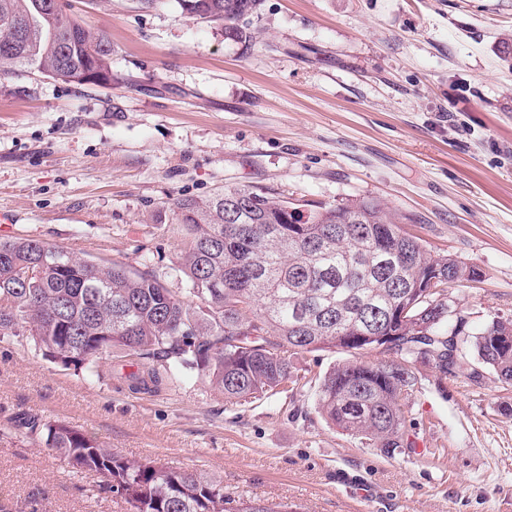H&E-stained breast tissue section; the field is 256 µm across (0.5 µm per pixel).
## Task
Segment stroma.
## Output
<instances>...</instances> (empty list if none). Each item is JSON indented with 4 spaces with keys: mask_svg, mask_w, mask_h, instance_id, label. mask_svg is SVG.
I'll return each instance as SVG.
<instances>
[{
    "mask_svg": "<svg viewBox=\"0 0 512 512\" xmlns=\"http://www.w3.org/2000/svg\"><path fill=\"white\" fill-rule=\"evenodd\" d=\"M65 10L111 41L112 81L0 76V239L175 289L176 199L240 185L301 209L372 198L432 255L483 271L454 291L467 334L512 319V0H265L248 50L176 0ZM348 359L291 355L299 383L230 402L193 372L133 390L111 362L66 368L30 336L1 339L0 512H127L17 429L24 416L298 512H512V385L468 347L447 375L416 363V446L387 455L317 409Z\"/></svg>",
    "mask_w": 512,
    "mask_h": 512,
    "instance_id": "35a3bbf8",
    "label": "stroma"
}]
</instances>
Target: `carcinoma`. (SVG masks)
Segmentation results:
<instances>
[{"label":"carcinoma","mask_w":512,"mask_h":512,"mask_svg":"<svg viewBox=\"0 0 512 512\" xmlns=\"http://www.w3.org/2000/svg\"><path fill=\"white\" fill-rule=\"evenodd\" d=\"M0 0V72L34 70L67 84L112 81V43L64 12L63 0ZM192 19L224 26V39L251 48L252 22L264 0H178ZM183 224L175 292L157 278L114 264L103 267L29 238L0 240V337L29 332L62 365L138 356L132 387H159L172 370L207 379L229 401L276 391L292 377L290 350L381 349L375 363L348 361L318 386L317 408L341 430L386 453L412 448L397 394L412 388L422 360L441 373L453 338L471 343L478 361L512 385V319L488 323L468 341L462 310L439 312L436 297L478 282L481 271L452 255L434 256L421 239L361 198L315 205L289 221L282 202L243 185L173 203ZM407 310L409 321L394 312ZM71 471L95 473L128 512H295L284 502L240 501L224 482L158 458L129 461L61 420L29 418Z\"/></svg>","instance_id":"carcinoma-1"}]
</instances>
